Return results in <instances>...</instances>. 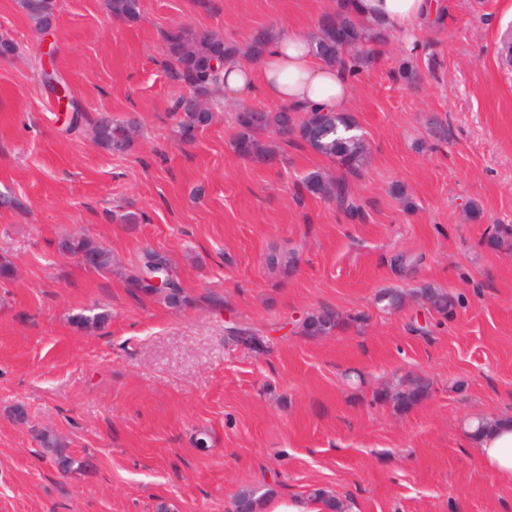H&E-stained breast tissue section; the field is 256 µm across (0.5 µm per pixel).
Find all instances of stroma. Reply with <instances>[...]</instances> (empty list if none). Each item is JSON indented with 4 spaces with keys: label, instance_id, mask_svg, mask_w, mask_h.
I'll return each instance as SVG.
<instances>
[{
    "label": "stroma",
    "instance_id": "35a3bbf8",
    "mask_svg": "<svg viewBox=\"0 0 512 512\" xmlns=\"http://www.w3.org/2000/svg\"><path fill=\"white\" fill-rule=\"evenodd\" d=\"M139 3L117 20L105 0H55L43 39L0 0L16 47L0 56V194L17 202L0 206V512H233L244 489L273 505L315 488L343 512H512V479L484 468L468 430L512 417V239L487 244L512 224V0H441L443 23L393 37L354 77L369 148L356 219L301 194L305 175L335 171L302 143L266 132L275 160L235 152L239 100L183 141L163 40L181 26L241 47L263 27L311 36L334 0ZM48 44L83 113L73 130L39 76ZM406 57L418 86L397 74ZM103 112L135 121L127 151L99 145ZM69 235L110 250L111 272L60 253ZM273 246L296 253L294 272L268 269ZM148 247L178 268L187 306L128 292ZM424 283L459 297L451 316L422 303ZM387 289L399 309L378 302ZM324 307L366 320L303 334ZM88 310L110 318L77 329ZM236 325L262 348L231 341ZM414 377L431 383L414 407L381 401ZM43 432L83 469L59 472Z\"/></svg>",
    "mask_w": 512,
    "mask_h": 512
}]
</instances>
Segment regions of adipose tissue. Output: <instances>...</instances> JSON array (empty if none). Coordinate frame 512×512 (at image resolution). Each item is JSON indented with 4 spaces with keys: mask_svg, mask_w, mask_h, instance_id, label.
<instances>
[{
    "mask_svg": "<svg viewBox=\"0 0 512 512\" xmlns=\"http://www.w3.org/2000/svg\"><path fill=\"white\" fill-rule=\"evenodd\" d=\"M356 12L363 22L410 35L434 20L436 0H357ZM222 90L228 96L259 97L299 111L316 107L345 112L352 104L350 76L323 62L312 52L309 36L296 32H281L270 39L257 64L225 61ZM475 448L486 469L512 478V420L498 421L476 439Z\"/></svg>",
    "mask_w": 512,
    "mask_h": 512,
    "instance_id": "obj_1",
    "label": "adipose tissue"
}]
</instances>
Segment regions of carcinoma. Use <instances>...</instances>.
<instances>
[{"label": "carcinoma", "mask_w": 512, "mask_h": 512, "mask_svg": "<svg viewBox=\"0 0 512 512\" xmlns=\"http://www.w3.org/2000/svg\"><path fill=\"white\" fill-rule=\"evenodd\" d=\"M20 6L38 28L54 17V0H21ZM106 7L116 19H132L138 15L139 0H106ZM271 36L272 33L266 28L254 31L246 56L258 60ZM389 38L390 34L382 25H365L358 20L354 0H336V8L319 22L318 33L314 35L315 53L324 62L340 66L356 76L375 62L377 47ZM165 49L171 63V76L202 97L211 96L220 80L211 61L217 57L235 59L240 56L239 48L224 41L223 37L183 27L165 35ZM173 111L179 116L181 135L188 139L194 136L195 131L207 126L213 117V113L208 111L186 110L181 96L175 100ZM236 120L239 130L234 138V148L238 154L266 155V147L257 138L262 132H274L287 139L298 140L329 159L339 169L336 176L322 172L309 174L302 182L303 191L333 204L350 216L362 213V199L354 188L353 179L360 175L368 147L363 136L357 133L358 126L350 113L335 112L324 116L318 110L299 112L287 106L271 111L243 105L237 112ZM95 128L99 144L110 152L126 151L135 132L133 124L115 121L104 113L96 120ZM58 250L78 258L84 266L97 272L112 270L109 250L85 235L62 238L58 242ZM266 263L272 271L285 270L294 267L295 257L290 252L284 253L273 247L267 254ZM153 267L177 271L165 255L146 250L141 257L140 274L129 281V287L134 292L157 293V288L147 278V271ZM168 289L166 300L170 305H187L188 299L179 275H174ZM419 293L434 312L445 318L453 313L456 302L451 296L430 285L419 288ZM108 319L109 314L104 312L92 316L79 314L73 318V323L81 330L97 329ZM365 320V315L361 313L344 314L324 307L306 316L300 328L307 336H327L335 330L359 325ZM429 390L430 383L426 379L414 378L406 381L394 393L380 396V399H389L398 409L407 410L427 396ZM40 443L44 448L55 449L54 462L60 471L69 473L82 467V463L65 453L53 435L41 433ZM261 508L262 499L255 496L252 490L242 491L235 501L236 512H260Z\"/></svg>", "instance_id": "1"}]
</instances>
